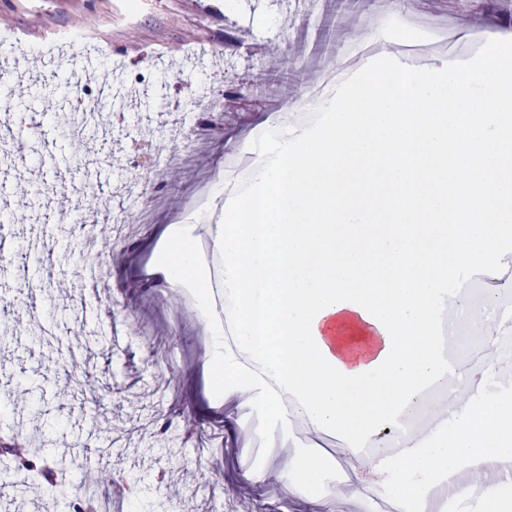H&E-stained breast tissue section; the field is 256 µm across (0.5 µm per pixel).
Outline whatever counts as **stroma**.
<instances>
[{
    "instance_id": "obj_1",
    "label": "stroma",
    "mask_w": 512,
    "mask_h": 512,
    "mask_svg": "<svg viewBox=\"0 0 512 512\" xmlns=\"http://www.w3.org/2000/svg\"><path fill=\"white\" fill-rule=\"evenodd\" d=\"M0 0V107L34 105L39 134L0 120V294L19 282L38 288L14 308L11 331L0 334V391L13 409L0 438L73 444L86 473L121 474L139 491L125 512H307L275 482L249 475L286 458L260 453L250 422L257 410L214 401L204 364L213 328L197 308L167 299L159 271L165 230L191 236L220 226L187 218L184 203L201 177L215 174L231 151L259 150L270 117L286 106L262 86L287 72L292 95L317 79L328 56L345 62L353 42L346 15L359 0H312L293 13L285 0ZM413 13L464 16L453 42L479 54L489 35L512 45V0H410ZM236 45L225 54V42ZM67 70L95 89L112 82L120 93L100 111L74 116L71 99L37 89ZM202 131L206 145L183 135ZM150 222L137 228L144 205ZM100 213L75 229L76 211ZM95 238L103 262L85 258ZM86 278L108 273L100 297L76 282L68 298L56 285L75 265ZM126 340L112 346V325ZM94 361V383L74 372ZM215 430L223 446L199 454L195 433ZM0 512H65L31 483L0 493Z\"/></svg>"
}]
</instances>
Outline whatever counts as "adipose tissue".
<instances>
[{"instance_id": "1", "label": "adipose tissue", "mask_w": 512, "mask_h": 512, "mask_svg": "<svg viewBox=\"0 0 512 512\" xmlns=\"http://www.w3.org/2000/svg\"><path fill=\"white\" fill-rule=\"evenodd\" d=\"M391 73L411 77L410 97L382 89ZM460 168L470 178L456 179ZM255 171L251 196L225 202L215 239L237 342L206 366L225 402L284 430L306 417V446L278 467L282 488L293 497L323 484L328 457L344 480L311 499L312 512H350L379 483L392 512H411L465 464L478 479L457 495L512 512L498 475L512 459V400L474 394L497 372L500 326L448 288L466 270L488 301L499 295L494 257L512 236V52L493 37L472 58L420 67L382 48L356 90L337 86L319 128L259 151ZM462 199L474 208L461 234ZM163 267L170 285L188 281L207 297L189 238H177ZM443 319L474 329L479 368L441 354ZM431 387L442 397L424 413L429 432H402Z\"/></svg>"}]
</instances>
